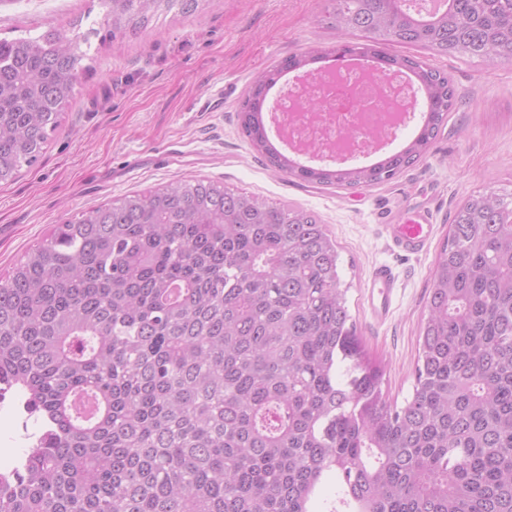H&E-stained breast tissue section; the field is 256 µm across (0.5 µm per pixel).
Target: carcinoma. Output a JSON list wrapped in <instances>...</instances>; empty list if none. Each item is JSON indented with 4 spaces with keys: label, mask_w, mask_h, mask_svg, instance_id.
I'll return each instance as SVG.
<instances>
[{
    "label": "carcinoma",
    "mask_w": 512,
    "mask_h": 512,
    "mask_svg": "<svg viewBox=\"0 0 512 512\" xmlns=\"http://www.w3.org/2000/svg\"><path fill=\"white\" fill-rule=\"evenodd\" d=\"M204 0H104L112 33ZM429 20L391 0H336L345 45L389 65L400 43L512 61V0H444ZM240 130L269 163L316 184L366 186L422 159L454 106L426 78L427 115L399 153L352 169L298 167L268 140L275 76ZM83 59L56 31L0 40V183L34 166ZM512 192L470 195L437 255L413 392L382 389L321 220L200 179L98 206L0 279V393L44 423L0 512H512ZM339 487L334 477L326 478L318 488L311 505L315 512H326L336 503Z\"/></svg>",
    "instance_id": "cac0c4a2"
}]
</instances>
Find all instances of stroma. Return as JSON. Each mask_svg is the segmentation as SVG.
Here are the masks:
<instances>
[{
    "instance_id": "obj_1",
    "label": "stroma",
    "mask_w": 512,
    "mask_h": 512,
    "mask_svg": "<svg viewBox=\"0 0 512 512\" xmlns=\"http://www.w3.org/2000/svg\"><path fill=\"white\" fill-rule=\"evenodd\" d=\"M329 0H207L203 9L155 16L147 28L108 34L103 0H0V38L56 30L85 38L72 98L39 162L0 185V277L56 225L126 195L173 181L209 179L275 207L317 215L335 241L350 313L383 388L403 404L414 382L417 336L435 259L457 205L487 189H512V63L453 58L401 44L409 56L446 72L455 104L425 158L395 179L337 188L270 167L239 130L241 101L257 75L312 46L346 38ZM425 214L427 250L406 256L386 227ZM380 263L397 272L395 304L382 322L367 310L368 278ZM43 427L20 392L0 401V438H12L8 472Z\"/></svg>"
}]
</instances>
